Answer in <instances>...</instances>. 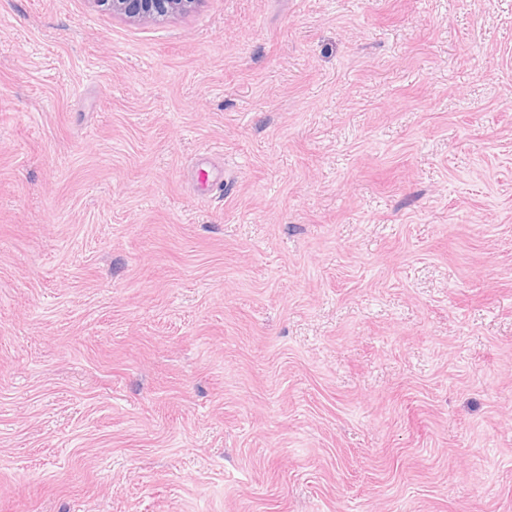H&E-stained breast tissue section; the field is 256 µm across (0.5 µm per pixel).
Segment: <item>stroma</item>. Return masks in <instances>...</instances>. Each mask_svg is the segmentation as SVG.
Instances as JSON below:
<instances>
[{
    "label": "stroma",
    "instance_id": "stroma-1",
    "mask_svg": "<svg viewBox=\"0 0 512 512\" xmlns=\"http://www.w3.org/2000/svg\"><path fill=\"white\" fill-rule=\"evenodd\" d=\"M0 512H512V0H0ZM103 12L131 21H160L192 11L200 0H92Z\"/></svg>",
    "mask_w": 512,
    "mask_h": 512
}]
</instances>
